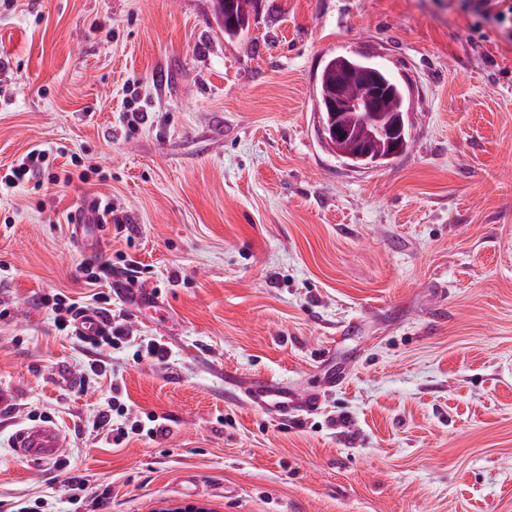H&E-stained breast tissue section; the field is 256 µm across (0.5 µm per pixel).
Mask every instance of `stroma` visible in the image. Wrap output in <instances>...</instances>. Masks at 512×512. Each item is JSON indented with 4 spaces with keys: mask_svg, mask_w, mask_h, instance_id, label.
<instances>
[{
    "mask_svg": "<svg viewBox=\"0 0 512 512\" xmlns=\"http://www.w3.org/2000/svg\"><path fill=\"white\" fill-rule=\"evenodd\" d=\"M472 23L465 0H256L228 41L212 0L0 2V174L37 143L88 168L0 195L1 502L512 512V40ZM346 53L404 89L408 149L377 168L318 133L320 71ZM92 200L122 229L69 223ZM127 257L168 331L115 295ZM96 292L122 348L81 347L42 302ZM228 369L344 379L282 422L226 401ZM116 398L163 434L114 445L97 421ZM43 421L69 442L36 469L12 436Z\"/></svg>",
    "mask_w": 512,
    "mask_h": 512,
    "instance_id": "1",
    "label": "stroma"
}]
</instances>
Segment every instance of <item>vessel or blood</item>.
Masks as SVG:
<instances>
[{
  "label": "vessel or blood",
  "instance_id": "b4317fda",
  "mask_svg": "<svg viewBox=\"0 0 512 512\" xmlns=\"http://www.w3.org/2000/svg\"><path fill=\"white\" fill-rule=\"evenodd\" d=\"M78 335L94 338L100 336L107 324L97 312L89 310L75 322ZM337 375L324 377L317 391L302 395L289 387L286 382L265 377L254 376L241 379L236 372L225 371V387L239 391L243 403L263 410L276 419H287L288 415L298 412H311L321 403V394L335 387ZM64 430L54 422L32 424L16 432L13 448L17 455L33 463H50L57 461L62 448L66 445Z\"/></svg>",
  "mask_w": 512,
  "mask_h": 512
}]
</instances>
